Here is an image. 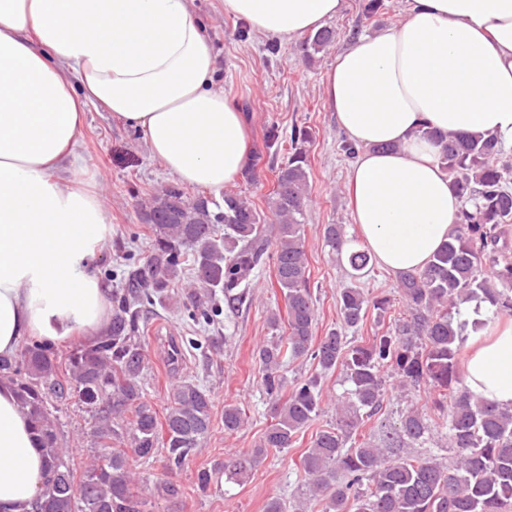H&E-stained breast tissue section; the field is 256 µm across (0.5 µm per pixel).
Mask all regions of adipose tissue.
Returning <instances> with one entry per match:
<instances>
[{
	"instance_id": "1",
	"label": "adipose tissue",
	"mask_w": 512,
	"mask_h": 512,
	"mask_svg": "<svg viewBox=\"0 0 512 512\" xmlns=\"http://www.w3.org/2000/svg\"><path fill=\"white\" fill-rule=\"evenodd\" d=\"M343 0H224L226 16L290 41ZM194 0H0V357L38 338L96 342L109 290L92 267L112 239L77 153L88 106L147 136L179 182L221 197L242 175L247 129L214 79ZM358 148L348 173L357 235L389 273L423 269L463 201L425 129L512 146V0H405L402 21L354 38L325 85ZM465 386L512 410V317L470 336ZM43 456L12 383L0 379V512H35Z\"/></svg>"
}]
</instances>
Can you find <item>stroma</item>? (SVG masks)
<instances>
[{"instance_id": "35a3bbf8", "label": "stroma", "mask_w": 512, "mask_h": 512, "mask_svg": "<svg viewBox=\"0 0 512 512\" xmlns=\"http://www.w3.org/2000/svg\"><path fill=\"white\" fill-rule=\"evenodd\" d=\"M363 0H344L339 16L331 19L336 40L323 52L306 54L303 39L288 42L254 33L239 20L225 16L222 0H195L206 34L217 60L215 79L229 100L244 111L250 133V147L261 145L265 131L278 126V145L263 153L252 177L234 184V191L254 203L263 222H272L268 201L276 183V172L291 149L293 129L308 128L313 138L308 146L310 202L304 213L306 252L310 287L315 299L316 333L342 329L337 302L343 287L361 289L371 299L387 298L385 311L368 309L363 325L347 332L349 339L367 343L372 336L394 328L406 315L393 274L369 265L362 275H353L346 260L326 246L323 228L339 224L345 237H355L348 207L347 172L351 163L341 149L346 136L337 125L324 98V77L337 55L353 36L390 28L402 19L400 0H383L384 6L373 17L362 12ZM80 153L86 178L100 191L107 203L112 224L109 247L94 261L95 269L109 288L120 286L124 260L144 263L152 253L154 234L143 224L137 208L141 199L162 186L171 176L152 158L146 136L139 129L112 118L110 113L88 108L80 135ZM250 300L239 310H224L223 294L214 304L222 313L210 326L193 325L184 306L154 305L142 314L148 353L144 375V398L157 414H164L170 384L174 377L202 384L211 394L213 427L188 465L178 473L165 467L164 451H157L149 462H134L142 477L143 496H149L158 480L182 483L185 494L177 502L154 500L151 512H265L274 496L288 497L304 484L299 466L301 454L310 448L316 431L334 422V399L348 384L343 370L321 372L316 361L300 358L284 370L287 382L320 375L323 411L304 431L296 434L291 448L269 449L266 458L239 485L221 481L220 462L225 457L243 455L256 448L272 421L271 405L262 391L261 373L255 357L273 332L268 324L271 313H285L284 297L276 285L271 254H264L259 268L246 284ZM179 347L177 360H170L172 347ZM394 377L386 379V396L381 411L367 421L358 440H367L382 424H398L410 407L423 408L431 418H440L436 390L426 387L398 392ZM238 404L246 413L244 425L234 433L224 430V406ZM53 413L62 423V442L71 448L75 462L92 452L90 415L76 399L55 401ZM209 470L212 480L207 491L197 490L198 470Z\"/></svg>"}]
</instances>
